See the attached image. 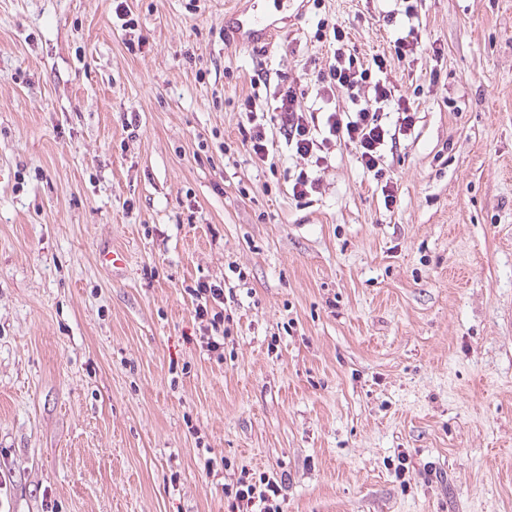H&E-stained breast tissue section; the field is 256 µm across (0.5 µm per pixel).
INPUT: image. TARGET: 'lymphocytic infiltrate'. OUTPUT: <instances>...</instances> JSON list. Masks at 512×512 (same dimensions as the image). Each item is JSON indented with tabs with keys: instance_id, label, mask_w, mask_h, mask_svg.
Segmentation results:
<instances>
[{
	"instance_id": "lymphocytic-infiltrate-1",
	"label": "lymphocytic infiltrate",
	"mask_w": 512,
	"mask_h": 512,
	"mask_svg": "<svg viewBox=\"0 0 512 512\" xmlns=\"http://www.w3.org/2000/svg\"><path fill=\"white\" fill-rule=\"evenodd\" d=\"M403 13L409 18L407 28L401 29L395 38L391 53L374 55L368 63H361L355 50L349 46V37L344 29L333 28L336 48L333 59L317 73V82L323 92L344 91L356 101L354 110L337 109L325 115L298 110L296 88L287 80H280L274 96L273 119L279 132L297 155L316 157L318 151L330 144L352 146L363 170L380 175L384 162V151L397 134L406 133L414 124V114L405 97H394V87L388 75L392 62L416 55L419 39L415 25L413 0H402ZM371 86L377 102H394L398 114L396 126H387L379 112L369 111L359 103V92ZM187 292L195 298V317L203 322V342L208 352L223 354L224 338L229 329L225 325L224 290L222 286L204 281L188 287ZM287 478L274 470L241 469L237 478L225 484L224 496L229 502L230 512H283Z\"/></svg>"
}]
</instances>
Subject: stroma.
<instances>
[{"label": "stroma", "mask_w": 512, "mask_h": 512, "mask_svg": "<svg viewBox=\"0 0 512 512\" xmlns=\"http://www.w3.org/2000/svg\"><path fill=\"white\" fill-rule=\"evenodd\" d=\"M251 4L262 50L224 0H0V512H225L244 465L284 512H512V0H417L378 179L273 127L255 163L238 105L284 74L318 108L332 26L389 52L380 0ZM199 281L231 291L220 360ZM236 0L230 9L224 8V38L227 43L245 47H267L281 30L268 17L251 13Z\"/></svg>", "instance_id": "stroma-1"}]
</instances>
